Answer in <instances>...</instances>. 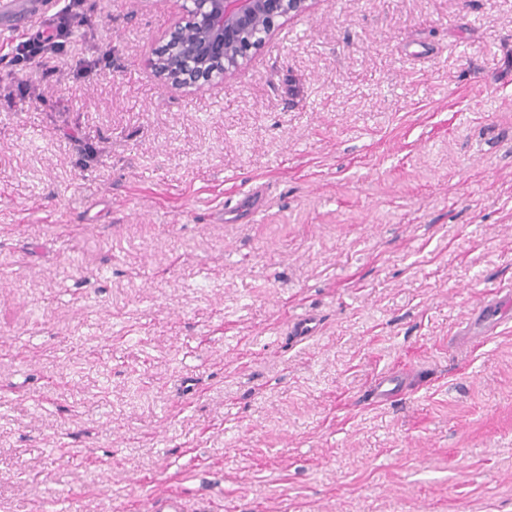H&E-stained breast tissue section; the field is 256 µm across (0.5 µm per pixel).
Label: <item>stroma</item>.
Masks as SVG:
<instances>
[{
  "instance_id": "1",
  "label": "stroma",
  "mask_w": 512,
  "mask_h": 512,
  "mask_svg": "<svg viewBox=\"0 0 512 512\" xmlns=\"http://www.w3.org/2000/svg\"><path fill=\"white\" fill-rule=\"evenodd\" d=\"M85 10L0 42V512H512V0H317L198 90L177 0ZM84 0H64V5L55 13L57 17L51 30L46 34L18 43L15 47L13 61L15 64L23 63L24 66L32 64L35 58L42 61L37 62L45 67L44 74L51 72L47 68L50 59L63 53L67 47L69 38L72 36L74 22L84 23L86 17L82 10ZM403 386L404 378L399 380L394 375H383L375 381L370 393V399L376 402L392 401L399 395Z\"/></svg>"
}]
</instances>
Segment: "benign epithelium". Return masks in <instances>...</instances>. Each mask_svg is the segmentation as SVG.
I'll return each instance as SVG.
<instances>
[{
  "label": "benign epithelium",
  "instance_id": "obj_1",
  "mask_svg": "<svg viewBox=\"0 0 512 512\" xmlns=\"http://www.w3.org/2000/svg\"><path fill=\"white\" fill-rule=\"evenodd\" d=\"M313 0H183V18L146 60L167 86L221 82L260 46L282 18L307 13Z\"/></svg>",
  "mask_w": 512,
  "mask_h": 512
}]
</instances>
